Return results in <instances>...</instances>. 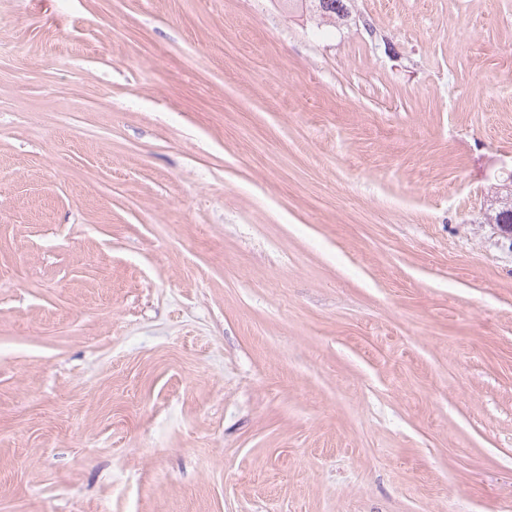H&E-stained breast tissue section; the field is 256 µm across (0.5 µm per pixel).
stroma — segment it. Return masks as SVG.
I'll use <instances>...</instances> for the list:
<instances>
[{"label":"stroma","instance_id":"35a3bbf8","mask_svg":"<svg viewBox=\"0 0 512 512\" xmlns=\"http://www.w3.org/2000/svg\"><path fill=\"white\" fill-rule=\"evenodd\" d=\"M512 0H0V512H512ZM284 2H294L296 3H310V6H312L313 9H315V12L318 13V16L322 19L328 18V19H336L342 20L349 16V8L347 6V0H304L298 2V0H283ZM508 188L511 190V182H512V174L510 173L507 179ZM505 190V194L502 192L500 196H496L494 204H490V208H488L489 214L487 217V222L490 224H498L499 230L502 235L511 237L512 235V200L509 202V197L512 199V190ZM493 205H497L493 207ZM510 221V224H501Z\"/></svg>","mask_w":512,"mask_h":512}]
</instances>
